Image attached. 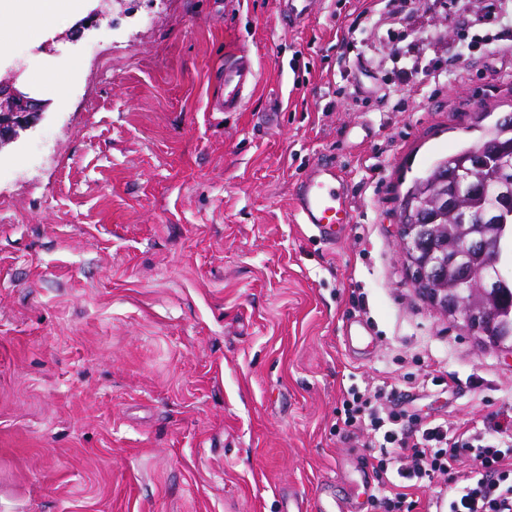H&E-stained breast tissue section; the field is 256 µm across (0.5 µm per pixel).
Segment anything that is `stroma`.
Wrapping results in <instances>:
<instances>
[{
    "instance_id": "1",
    "label": "stroma",
    "mask_w": 512,
    "mask_h": 512,
    "mask_svg": "<svg viewBox=\"0 0 512 512\" xmlns=\"http://www.w3.org/2000/svg\"><path fill=\"white\" fill-rule=\"evenodd\" d=\"M280 8L137 0L0 56L46 103L0 153V512H282L326 479L345 512H374L367 437L336 418L350 386L389 376L419 417L512 423V354L414 287L399 235L411 182L512 115L503 28L465 82L400 86L389 112L396 70L342 72L370 40L361 0H314L297 27ZM234 52L258 85L212 111ZM318 157L356 214L328 251L291 206ZM343 327V335L346 336L349 344L352 345L353 342L362 341L365 344V349L370 348L373 345L372 337L366 336V333L369 332V328L363 319L352 316L346 320Z\"/></svg>"
}]
</instances>
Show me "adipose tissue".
Returning <instances> with one entry per match:
<instances>
[{"instance_id": "adipose-tissue-1", "label": "adipose tissue", "mask_w": 512, "mask_h": 512, "mask_svg": "<svg viewBox=\"0 0 512 512\" xmlns=\"http://www.w3.org/2000/svg\"><path fill=\"white\" fill-rule=\"evenodd\" d=\"M84 9V0H0V55L17 38L40 40L58 19H72Z\"/></svg>"}]
</instances>
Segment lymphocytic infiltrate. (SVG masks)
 I'll use <instances>...</instances> for the list:
<instances>
[{
  "label": "lymphocytic infiltrate",
  "instance_id": "obj_1",
  "mask_svg": "<svg viewBox=\"0 0 512 512\" xmlns=\"http://www.w3.org/2000/svg\"><path fill=\"white\" fill-rule=\"evenodd\" d=\"M450 7L470 27L512 22V0H451ZM362 14L372 27L391 30L414 25L418 9L414 0H369ZM432 48V39L422 37L369 63H399L405 85L461 80L464 66L431 58ZM395 390L388 381L372 391L352 386L343 400L344 428L371 435L369 462L385 512H423L411 492L438 475L446 478L441 493L449 498L447 512H512V431L497 422L478 428L420 419L390 406Z\"/></svg>",
  "mask_w": 512,
  "mask_h": 512
}]
</instances>
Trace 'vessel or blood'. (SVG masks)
<instances>
[{
  "instance_id": "b4317fda",
  "label": "vessel or blood",
  "mask_w": 512,
  "mask_h": 512,
  "mask_svg": "<svg viewBox=\"0 0 512 512\" xmlns=\"http://www.w3.org/2000/svg\"><path fill=\"white\" fill-rule=\"evenodd\" d=\"M258 79L253 63L244 56L234 58L224 69L220 94L213 110L234 111ZM298 223L307 226L315 240L333 248L354 221L351 198L335 163L318 160L298 179L293 197Z\"/></svg>"
}]
</instances>
